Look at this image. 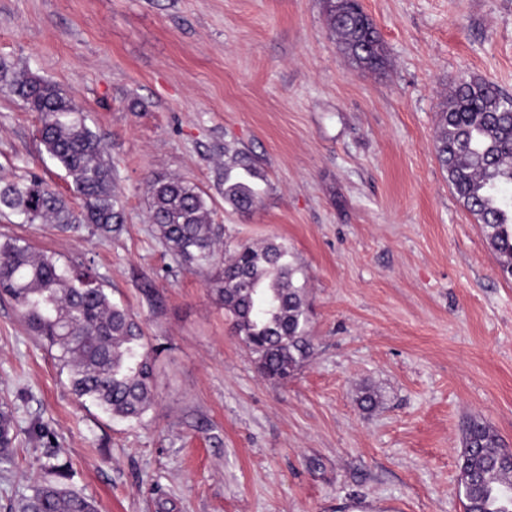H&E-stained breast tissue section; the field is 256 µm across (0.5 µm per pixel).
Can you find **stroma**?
<instances>
[{
    "instance_id": "stroma-1",
    "label": "stroma",
    "mask_w": 512,
    "mask_h": 512,
    "mask_svg": "<svg viewBox=\"0 0 512 512\" xmlns=\"http://www.w3.org/2000/svg\"><path fill=\"white\" fill-rule=\"evenodd\" d=\"M387 66L357 69L323 0H0V60L54 83L102 138L120 233L0 212L60 264L89 267L139 321L154 403L137 422L70 391L0 299V404L14 417L0 512L65 466L97 512H464L461 430L512 448V282L433 151L454 85L512 96V0H360ZM37 113L0 93V182L36 175L84 202L44 153ZM262 176L224 202V149ZM210 198L227 248L286 243L308 302L309 359L264 378L216 291L156 237L148 180ZM378 397L363 410L364 390Z\"/></svg>"
}]
</instances>
